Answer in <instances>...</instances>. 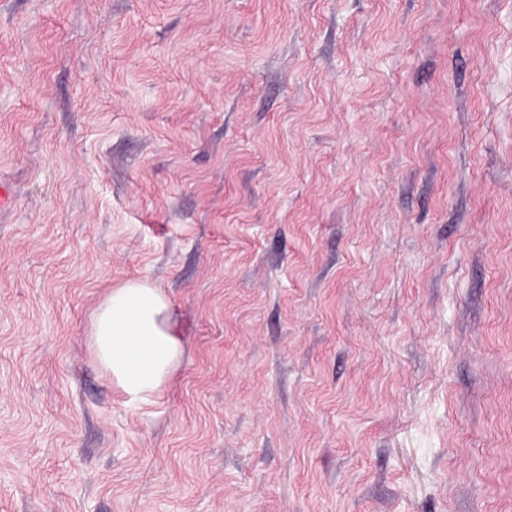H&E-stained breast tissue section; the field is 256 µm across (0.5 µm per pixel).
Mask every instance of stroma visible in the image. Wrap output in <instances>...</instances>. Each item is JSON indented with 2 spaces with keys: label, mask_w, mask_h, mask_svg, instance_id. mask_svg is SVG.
<instances>
[{
  "label": "stroma",
  "mask_w": 512,
  "mask_h": 512,
  "mask_svg": "<svg viewBox=\"0 0 512 512\" xmlns=\"http://www.w3.org/2000/svg\"><path fill=\"white\" fill-rule=\"evenodd\" d=\"M2 185L0 512H512V0H0ZM89 336L95 361L133 399L153 397L182 353L167 296L143 280L111 289L92 318Z\"/></svg>",
  "instance_id": "obj_1"
}]
</instances>
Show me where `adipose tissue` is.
<instances>
[{"instance_id": "obj_1", "label": "adipose tissue", "mask_w": 512, "mask_h": 512, "mask_svg": "<svg viewBox=\"0 0 512 512\" xmlns=\"http://www.w3.org/2000/svg\"><path fill=\"white\" fill-rule=\"evenodd\" d=\"M89 336L91 354L106 376L144 401L166 383L182 353L167 296L143 280L111 289L92 318Z\"/></svg>"}]
</instances>
